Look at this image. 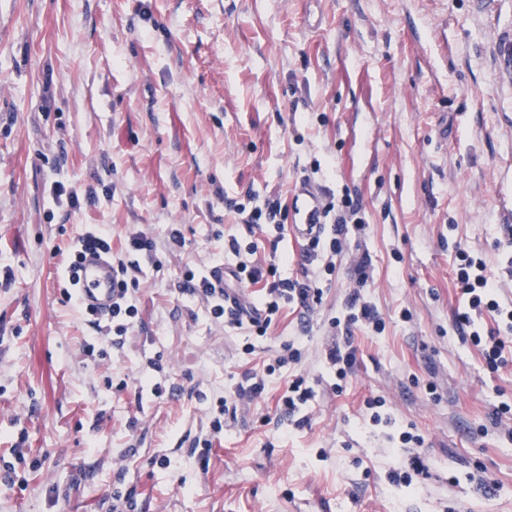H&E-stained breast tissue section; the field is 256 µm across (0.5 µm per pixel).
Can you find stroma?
<instances>
[{
  "label": "stroma",
  "instance_id": "1",
  "mask_svg": "<svg viewBox=\"0 0 512 512\" xmlns=\"http://www.w3.org/2000/svg\"><path fill=\"white\" fill-rule=\"evenodd\" d=\"M511 47L512 0H0V512H112L116 494L130 512H512V439L490 425L512 363L488 372L455 324L459 250L512 304ZM305 178L359 199L366 227L308 326L283 309L248 354L184 273L246 238L225 198ZM95 224L114 254L156 248L132 328L89 354L57 271ZM356 287L384 327L353 326L339 396L324 356ZM295 337L309 426L280 421L284 367L212 434L225 392ZM370 396L423 437L417 485L390 482L400 445Z\"/></svg>",
  "mask_w": 512,
  "mask_h": 512
}]
</instances>
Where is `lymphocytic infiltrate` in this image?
<instances>
[{"label": "lymphocytic infiltrate", "instance_id": "lymphocytic-infiltrate-1", "mask_svg": "<svg viewBox=\"0 0 512 512\" xmlns=\"http://www.w3.org/2000/svg\"><path fill=\"white\" fill-rule=\"evenodd\" d=\"M225 206L234 213L238 223L243 224L247 234L269 231L282 234L288 217V205L280 197H266L262 204L241 203L234 199L226 200ZM361 208L352 197H344L340 205H327L325 216L329 223L324 233L306 242L300 254L301 266L321 262L325 272H333V257L346 241L350 230L361 229L363 219ZM156 248L153 238L138 235L129 239L126 250L131 260L121 258L112 261V310L110 319L115 320L114 331L125 335L128 320L136 318L138 308L132 302V292L139 284L141 272L137 255L152 253ZM228 250L233 257L230 274L242 286H260L261 293L252 302H230L227 289L214 287L208 273L187 272L183 284L184 292L198 298L214 320L225 326L246 329L250 340L245 343L246 352L255 349V338L266 336L272 322L285 306H292L307 314L313 311L322 299L323 290L318 287L315 277L303 275L294 279H280L276 276L275 264H262L257 259L256 242L242 243L238 238H230ZM457 287L466 296L467 304L456 315L457 325L466 340L479 351L488 371L495 372L508 363L507 348L512 347V305H502L497 299L485 260L463 251L459 254ZM350 313L346 320H333L338 336L326 353V363L332 368L336 381V393H343L347 377L356 363V351L351 345L352 324L364 322L372 327H380L382 319L377 309L361 298L360 291H353L349 297ZM490 314L496 322L494 328H483L476 320L477 315ZM316 396V391L304 376L297 375L289 381L280 394L278 404L282 413L294 426L302 427L310 422L308 408Z\"/></svg>", "mask_w": 512, "mask_h": 512}]
</instances>
